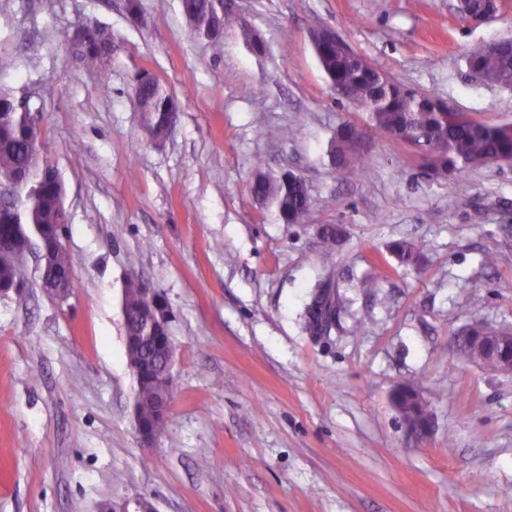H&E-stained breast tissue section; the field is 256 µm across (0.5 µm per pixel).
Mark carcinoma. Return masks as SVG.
I'll use <instances>...</instances> for the list:
<instances>
[{
	"mask_svg": "<svg viewBox=\"0 0 512 512\" xmlns=\"http://www.w3.org/2000/svg\"><path fill=\"white\" fill-rule=\"evenodd\" d=\"M213 0H182L183 12L190 23L189 33L200 36L197 22L208 16ZM95 38L90 42L72 44L79 61L91 70H104L112 63V41L107 30L95 25ZM318 61L329 82L336 86L338 99L367 112L371 127L409 145L426 160L433 171L443 170L454 176L464 188L469 168L485 163L512 164V125H488L472 119L465 112H447L435 94L402 91L394 82H381L374 67L348 59L344 45L326 44L315 48ZM468 71L476 78L495 85L512 82V38L504 39L498 50L488 43L473 45L464 56ZM147 111L158 121L162 113L175 103L164 88H148ZM40 133L32 124L30 114L17 106L14 99L0 94V174L21 173L29 178L24 195L15 201L24 230L28 235L58 240L63 225L58 223L60 185L44 181L40 172L49 167L39 152ZM365 140L362 126L347 123L336 129L329 155L341 183L360 178L365 167L364 151L356 146ZM252 195L271 203L282 220L296 224L308 210L309 196L301 178L285 173L279 178L257 175ZM339 237L336 228L328 226L321 233L322 263L327 266L335 256ZM402 265L417 262V249L398 241L390 246ZM76 259L64 248L55 251L50 260V274L60 275L74 269ZM15 253L11 212L0 214V288L14 287ZM144 302L143 285L136 275L130 276L122 297L128 364L137 384L134 421L154 427L157 433L166 429L157 417L156 401L168 383L167 364L163 350L170 337L163 332L152 341H134L132 337L147 330L141 316Z\"/></svg>",
	"mask_w": 512,
	"mask_h": 512,
	"instance_id": "1",
	"label": "carcinoma"
}]
</instances>
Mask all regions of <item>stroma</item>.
<instances>
[{"mask_svg": "<svg viewBox=\"0 0 512 512\" xmlns=\"http://www.w3.org/2000/svg\"><path fill=\"white\" fill-rule=\"evenodd\" d=\"M130 1L0 0V93L41 130L78 260L66 298L43 290L34 253L21 290L0 295V512L139 496L158 512H512V375L456 351L472 322L512 328V166L472 168L461 192L371 129L368 176L338 183L328 143L366 114L337 100L310 41L331 28L401 86L512 123V89L463 61L512 38V0L482 24L457 0H236L242 24L217 45L189 38L180 0H134L135 16ZM86 22L111 36L107 70L72 53ZM146 73L178 106L158 141L135 97ZM287 171L309 195L297 224L250 193L257 173ZM327 224L343 234L326 268ZM401 240L415 266L391 253ZM133 273L171 311L172 406L152 448L132 417ZM321 286L334 322L313 336L302 314ZM412 378L432 412L424 436L393 400Z\"/></svg>", "mask_w": 512, "mask_h": 512, "instance_id": "obj_1", "label": "stroma"}]
</instances>
